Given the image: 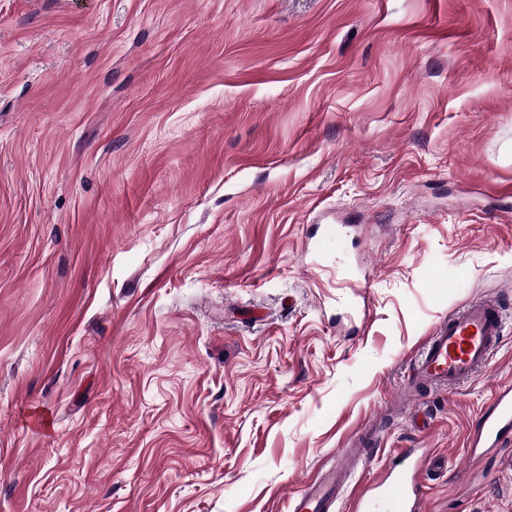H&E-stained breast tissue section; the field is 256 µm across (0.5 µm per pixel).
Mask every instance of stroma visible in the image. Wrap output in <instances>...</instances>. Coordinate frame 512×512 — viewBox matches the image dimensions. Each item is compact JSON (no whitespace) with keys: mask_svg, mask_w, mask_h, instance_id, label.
Listing matches in <instances>:
<instances>
[{"mask_svg":"<svg viewBox=\"0 0 512 512\" xmlns=\"http://www.w3.org/2000/svg\"><path fill=\"white\" fill-rule=\"evenodd\" d=\"M512 0H0V512H341L423 448L426 512H512ZM499 297L488 370L415 396ZM505 327L495 297L479 298L440 320L413 360L414 385L452 390L488 368ZM512 437V384L500 385L469 436L468 455L474 460L496 448H501ZM377 429L365 428L348 448L344 461L322 471L309 480L298 495L289 498L291 512H337L344 491L352 480L354 470L349 464L352 458L364 455L365 446L377 437Z\"/></svg>","mask_w":512,"mask_h":512,"instance_id":"1","label":"stroma"}]
</instances>
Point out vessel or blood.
I'll use <instances>...</instances> for the list:
<instances>
[{"label": "vessel or blood", "instance_id": "1", "mask_svg": "<svg viewBox=\"0 0 512 512\" xmlns=\"http://www.w3.org/2000/svg\"><path fill=\"white\" fill-rule=\"evenodd\" d=\"M505 327L496 298H479L440 320L413 360L415 382L431 390H452L476 379L486 370ZM377 437L365 428L352 442L345 460L309 480L301 493L291 496V512H337L354 471L350 459L362 457ZM512 441V384L500 385L469 436L468 455L478 459ZM356 512H424L417 473L409 458L390 467L383 478L361 495Z\"/></svg>", "mask_w": 512, "mask_h": 512}]
</instances>
